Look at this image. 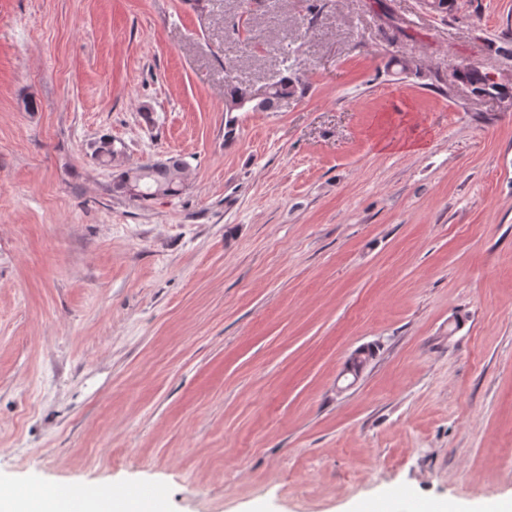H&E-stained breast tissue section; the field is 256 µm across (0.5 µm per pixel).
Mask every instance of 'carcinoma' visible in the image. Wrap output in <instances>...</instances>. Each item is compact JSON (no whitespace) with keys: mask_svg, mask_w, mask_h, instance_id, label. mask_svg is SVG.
<instances>
[{"mask_svg":"<svg viewBox=\"0 0 512 512\" xmlns=\"http://www.w3.org/2000/svg\"><path fill=\"white\" fill-rule=\"evenodd\" d=\"M455 72L468 81L475 88L482 90L488 86L487 72L472 66H457ZM306 91V86L293 71L292 66H283L280 77L272 84L270 95L260 103L249 99L251 88L243 84L227 85L225 92V122L224 139L234 137L236 130V112H275L280 103L290 97ZM172 164H154L151 161L141 162L119 172L112 183V192L123 195L122 187L130 170L134 169L140 178L142 194L132 198L134 202H145L156 198L155 192L159 188L165 189L168 196L178 194L183 190L180 181L175 179L174 166L181 163V158L171 157Z\"/></svg>","mask_w":512,"mask_h":512,"instance_id":"1","label":"carcinoma"}]
</instances>
